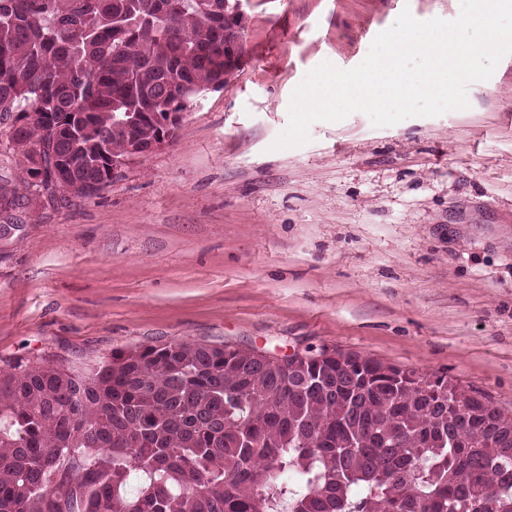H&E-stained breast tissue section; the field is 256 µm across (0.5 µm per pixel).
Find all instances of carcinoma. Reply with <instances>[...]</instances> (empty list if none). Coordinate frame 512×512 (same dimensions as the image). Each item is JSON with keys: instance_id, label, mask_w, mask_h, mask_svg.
Here are the masks:
<instances>
[{"instance_id": "1", "label": "carcinoma", "mask_w": 512, "mask_h": 512, "mask_svg": "<svg viewBox=\"0 0 512 512\" xmlns=\"http://www.w3.org/2000/svg\"><path fill=\"white\" fill-rule=\"evenodd\" d=\"M226 1L0 0V124L91 195L128 153L112 114L224 88ZM482 398L325 347L295 370L205 342L18 359L0 368V512H512V418Z\"/></svg>"}]
</instances>
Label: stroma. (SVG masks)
Wrapping results in <instances>:
<instances>
[{
	"label": "stroma",
	"instance_id": "35a3bbf8",
	"mask_svg": "<svg viewBox=\"0 0 512 512\" xmlns=\"http://www.w3.org/2000/svg\"><path fill=\"white\" fill-rule=\"evenodd\" d=\"M459 0H246L239 66L167 149L50 203L0 141V366L136 344L323 346L446 373L512 417V55L469 106L356 112L273 149L305 74L350 69L402 10Z\"/></svg>",
	"mask_w": 512,
	"mask_h": 512
}]
</instances>
